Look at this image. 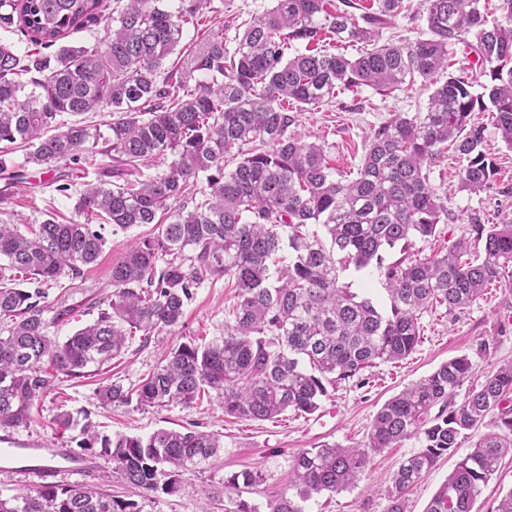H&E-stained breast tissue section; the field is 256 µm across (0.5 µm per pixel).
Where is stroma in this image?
I'll list each match as a JSON object with an SVG mask.
<instances>
[{
	"instance_id": "obj_1",
	"label": "stroma",
	"mask_w": 512,
	"mask_h": 512,
	"mask_svg": "<svg viewBox=\"0 0 512 512\" xmlns=\"http://www.w3.org/2000/svg\"><path fill=\"white\" fill-rule=\"evenodd\" d=\"M274 0H210L207 19L223 22L224 45L234 49L236 37L247 22L272 8ZM430 89L422 81L401 88L378 91L364 87L344 91L316 107L295 112V122L288 133L305 142L324 145L329 163L336 173L354 179L361 165L368 137L395 113L415 115L426 112ZM486 150L494 159L497 175L492 188L469 194L457 191L459 161L453 148H443L431 167L429 182L436 192H449L450 216L437 227L436 247L450 246L457 239L471 237L468 216L472 211L484 213L489 224L512 222V147L496 134H489ZM26 151L17 148L7 154L8 164L25 165L26 183L14 188L5 210L17 224L41 220L45 210L70 219L74 216L72 197L50 189L51 176L42 168L26 165ZM140 226L106 237L103 253L96 265L85 272L83 282L69 291L70 302L107 286L113 261L128 245L142 235ZM235 294L231 281L224 277L205 280L197 288L184 310V325L175 333L152 338L150 343L132 340L108 367L80 379L62 378L57 391L47 394L38 404L27 426L0 430V448H76L75 430L57 428L53 420L69 412L75 420L90 418L100 434L144 437L154 430L199 426L200 430L222 435L224 449L218 458L200 465L189 474L181 492L159 495L143 503V512H201L205 494L221 486L225 477L244 470L261 473L262 482L245 492L244 497L258 506L277 497L288 485L290 464L302 450L324 444L357 446L364 444L377 410L406 387L428 376L448 359L474 354L478 342L499 336L498 349L492 358L481 361L482 370L512 361V270L490 285L457 318H449L439 306L423 314L422 340L416 351L397 363H380L370 368L368 385L360 387L349 381L329 390L320 409L311 415H282L270 421H248L225 416L215 400H202L194 407L169 406L146 410L135 406L106 407L99 401L102 385L119 382L138 384L158 363L163 352L179 343L192 340L204 345L224 331V309ZM469 440L443 456L424 474L410 495L413 512H424L439 486L468 452ZM421 444L409 439L401 447L388 448L374 455L364 478L352 489L321 496L311 506L312 512H385L390 476L400 463L418 452Z\"/></svg>"
}]
</instances>
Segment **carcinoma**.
<instances>
[{"label":"carcinoma","instance_id":"1","mask_svg":"<svg viewBox=\"0 0 512 512\" xmlns=\"http://www.w3.org/2000/svg\"><path fill=\"white\" fill-rule=\"evenodd\" d=\"M107 34L91 46L62 43L100 17L103 0H0V30L18 31L42 54H18L0 42V153L17 142L26 163L58 173L54 190H72L60 163L98 156L111 165L74 191L76 218L51 212L22 232L0 220V429L27 426L35 405L60 377L103 367L135 335L143 343L183 325L184 308L205 280H234L237 301L224 334L207 345L182 342L136 385L99 389L106 406L191 407L213 394L230 417L267 421L312 414L327 385H367L365 369L398 362L420 341V319L443 306H470L512 264V223L469 221L481 254L467 238L423 254L419 243L448 218L449 197L429 184L430 166L451 143L461 164L457 191L477 193L496 175L483 149L488 128L512 146V0L489 22L482 0H422L426 37L381 42L409 0H376L359 17L354 0H276L251 19L234 51L212 29L187 53L186 70L160 78L184 25L207 0H115ZM362 44L355 58L314 47L322 38ZM299 42L305 51L288 54ZM462 45L489 67L486 84L449 70ZM204 76L193 80V74ZM420 77L434 89L427 112L396 113L369 136L357 178H336L324 146L288 135V105H316L336 90H391ZM483 92H475V87ZM111 109L107 132L81 116ZM487 112L491 124L472 115ZM74 117L71 122L63 115ZM259 142L262 149L245 152ZM169 158L144 176L141 166ZM112 231L153 225L112 263L108 293L74 304L50 299L60 280L81 278ZM400 257L386 261L385 254ZM377 274L389 311L340 280L348 268ZM78 307L97 317L65 341L50 329ZM464 398L455 403L463 385ZM430 500L425 512H474L478 497L512 455V363L488 372L468 355L442 363L376 412L362 447L323 445L301 451L288 488L265 512H308L319 496L339 494L364 475L371 456L408 439L421 449L391 478L386 512H410L408 495L460 437L485 427ZM80 449L112 462L137 496L174 495L186 476L218 456V435L160 428L148 437L101 436L80 427ZM262 475L224 478L203 512H260L242 498ZM0 512H142L138 502L83 484H43L0 498Z\"/></svg>","mask_w":512,"mask_h":512}]
</instances>
